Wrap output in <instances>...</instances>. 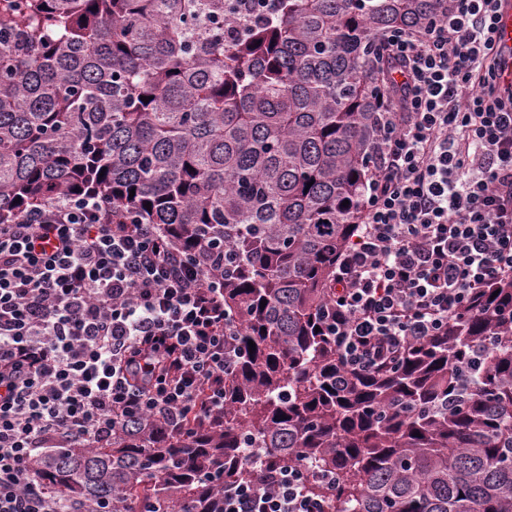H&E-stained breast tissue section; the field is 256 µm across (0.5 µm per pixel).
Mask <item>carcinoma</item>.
Segmentation results:
<instances>
[{
    "label": "carcinoma",
    "instance_id": "obj_1",
    "mask_svg": "<svg viewBox=\"0 0 512 512\" xmlns=\"http://www.w3.org/2000/svg\"><path fill=\"white\" fill-rule=\"evenodd\" d=\"M433 3L0 0V224L95 196L211 255L241 325L223 420L50 448L33 461L47 487L224 512V484L288 463L332 512H512V274L375 374L341 366L326 317L385 35L432 25Z\"/></svg>",
    "mask_w": 512,
    "mask_h": 512
}]
</instances>
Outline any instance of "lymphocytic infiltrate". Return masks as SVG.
<instances>
[{"label": "lymphocytic infiltrate", "mask_w": 512, "mask_h": 512, "mask_svg": "<svg viewBox=\"0 0 512 512\" xmlns=\"http://www.w3.org/2000/svg\"><path fill=\"white\" fill-rule=\"evenodd\" d=\"M502 0H436L432 26L387 35L370 177L336 265L330 316L349 372L373 374L512 274V85ZM224 282L154 224L94 197L0 224V512H73L31 458L100 448L148 421L224 417L238 356ZM297 466L224 487V512H331ZM512 1V0H511ZM503 0L496 23L495 40L499 51L501 78L506 86L512 83V2Z\"/></svg>", "instance_id": "f902f5d3"}]
</instances>
